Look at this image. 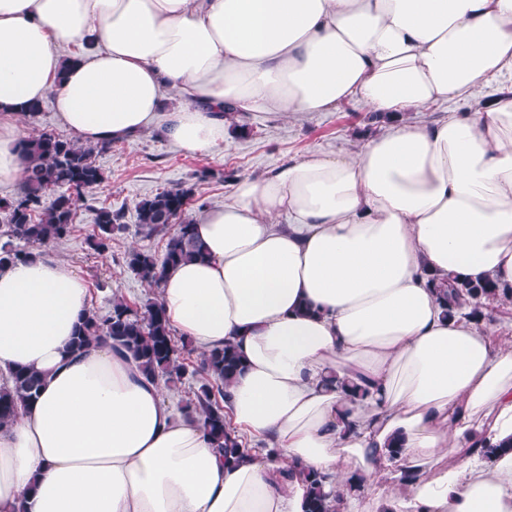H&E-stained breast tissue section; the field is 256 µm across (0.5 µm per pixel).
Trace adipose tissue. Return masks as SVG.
Returning <instances> with one entry per match:
<instances>
[{"instance_id": "ef3b65f1", "label": "adipose tissue", "mask_w": 512, "mask_h": 512, "mask_svg": "<svg viewBox=\"0 0 512 512\" xmlns=\"http://www.w3.org/2000/svg\"><path fill=\"white\" fill-rule=\"evenodd\" d=\"M506 74L512 0H0V186L23 181L21 106L47 96L81 140L158 123L202 157L249 113L394 118L358 154L237 181L193 218L205 257L161 281L183 338L239 351L225 406L270 443L239 461L108 342L70 352L89 297L68 264L0 267V385L44 375L0 429V512H302L304 466L339 512H512V452L469 453L512 442V341L434 286L512 285V92L395 118ZM394 463L420 478L380 497ZM512 78H498L482 91L463 99L438 102L422 111L409 110L405 113L404 120L411 123L435 122L447 119L450 114L471 112L482 106L494 95L509 90Z\"/></svg>"}]
</instances>
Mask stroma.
<instances>
[{"label":"stroma","mask_w":512,"mask_h":512,"mask_svg":"<svg viewBox=\"0 0 512 512\" xmlns=\"http://www.w3.org/2000/svg\"><path fill=\"white\" fill-rule=\"evenodd\" d=\"M512 89V78H500L482 91L463 99L443 101L421 111H407L411 123L443 120L451 114L471 112L494 95ZM369 112L350 102L330 112L281 115L259 113L234 119L222 148L211 156L192 154L168 141L160 127L112 143L95 162L104 171L105 181L76 209L75 230L66 240L51 244V251L81 275L89 288V304L107 314L112 294L141 304L157 297L151 288L134 277L122 264L124 253L132 248L163 255L165 238L140 234L136 206L145 196L177 185H195L197 201L188 214L199 210L200 202L219 204L233 184L245 177H259L289 161L310 154H350L361 151L366 140L383 132ZM124 208L125 230L112 236L105 252L91 249L96 208Z\"/></svg>","instance_id":"1"}]
</instances>
